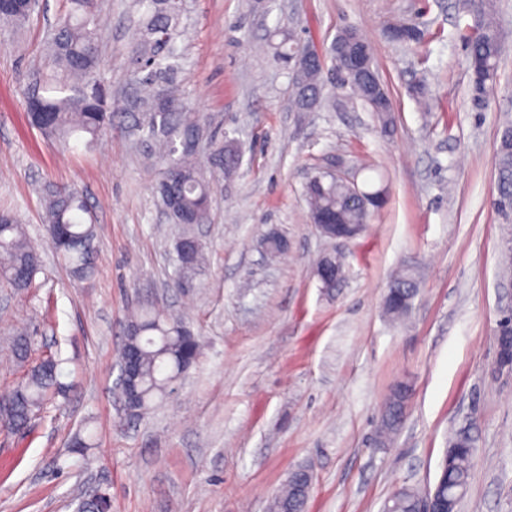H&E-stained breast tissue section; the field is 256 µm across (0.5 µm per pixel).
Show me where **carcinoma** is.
<instances>
[{
    "label": "carcinoma",
    "mask_w": 512,
    "mask_h": 512,
    "mask_svg": "<svg viewBox=\"0 0 512 512\" xmlns=\"http://www.w3.org/2000/svg\"><path fill=\"white\" fill-rule=\"evenodd\" d=\"M24 0H3L4 14L0 25L16 31L32 18L33 11ZM68 10L62 15L47 38V50L57 67L72 82L57 88L59 95H36L26 100L28 118L47 138L68 141L82 137L91 144L112 129L114 110L101 88L96 0H67ZM142 13L130 45V54L138 72V90L127 102L126 112L138 113L134 128L149 148L148 159L163 170L158 191L163 208L168 198H177V210L168 215L174 224H204L209 219L211 185L198 162L197 143L203 141L205 130L186 97L179 92L177 62L181 57L180 44L186 32L181 28L180 11L171 0H133ZM472 24L461 38L469 57L482 61L478 85L485 93L494 88L503 38L496 18L494 0H466ZM358 33L344 30L329 48L333 62L347 56L357 46ZM310 41L285 37L277 46V56L283 62L297 56ZM323 69L307 66L301 81L291 86L296 112L319 111L323 98ZM352 93L376 112L384 125L392 121L394 106L387 91L370 95L365 86L353 79L348 83ZM213 167L233 178L240 167L241 155L232 140L213 143ZM497 192L494 207L505 218L512 217V121L502 125L495 152ZM309 212H336L345 224H362L370 215L360 200L352 196L341 178L327 173L313 176L305 187ZM44 227L57 229L55 249L69 264L79 279L90 276V250L95 239V219L83 197L75 190L49 185L43 195ZM40 266L38 252L26 236L16 214L0 210V280L21 290L29 287ZM417 292V279L410 269L395 274L387 294H396L404 305L386 308L394 321L407 314ZM122 355H132L136 363L134 379L121 385L122 398L136 393L141 409L146 410L164 397L174 382L201 356L199 339L190 332L183 318L173 316L152 304L140 306L128 321L127 340ZM59 364L46 360L31 369L26 381L5 388L6 398L0 402V428L20 431L27 427L35 411L50 399L58 384ZM410 386L395 385L378 430L383 443L392 441L409 398ZM474 447L455 434L449 441L448 490L465 491L471 476ZM311 486V476L298 469L288 483L274 496L270 512H302ZM421 493L409 487L395 491L388 499L397 512H414ZM111 508L109 498L89 495L80 502L82 512H105Z\"/></svg>",
    "instance_id": "obj_1"
}]
</instances>
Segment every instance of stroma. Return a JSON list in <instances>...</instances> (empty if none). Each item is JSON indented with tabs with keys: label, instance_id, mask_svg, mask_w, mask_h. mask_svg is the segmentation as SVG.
I'll return each instance as SVG.
<instances>
[{
	"label": "stroma",
	"instance_id": "35a3bbf8",
	"mask_svg": "<svg viewBox=\"0 0 512 512\" xmlns=\"http://www.w3.org/2000/svg\"><path fill=\"white\" fill-rule=\"evenodd\" d=\"M505 36L486 106L474 87L458 0H183L178 81L215 138L242 162L215 177L203 261L170 288L182 225L170 223L159 174L142 164L132 120L115 114L93 144L64 147L29 124L25 95L62 80L47 29L66 0H43L29 25L0 42V209L21 219L40 255L28 291L0 283V386L48 357L63 361L47 407L21 433L0 432V512H76L84 490L110 512H268L295 469L312 474L304 512H382L408 486L434 487L450 437L470 428L474 464L458 512H512V378L493 372L505 285L503 228L492 200L494 156L512 115V0H497ZM100 78L112 100L130 89L125 0H97ZM416 25L420 42L389 31ZM352 28L370 41L395 112L390 128L341 89L320 111H292L291 74L265 44L279 30L331 44ZM424 83L426 95L410 91ZM336 171L386 188L358 238L339 243L311 224L308 180ZM77 189L97 219L92 272L71 276L47 240L39 189ZM286 242L277 258L262 239ZM342 252L345 277L322 288L315 263ZM421 284L407 318L384 310L389 275ZM183 314L203 354L145 414L116 395L130 307ZM31 346L18 357V337ZM411 394L394 441L374 443L391 388ZM89 448L71 450L75 435Z\"/></svg>",
	"mask_w": 512,
	"mask_h": 512
}]
</instances>
